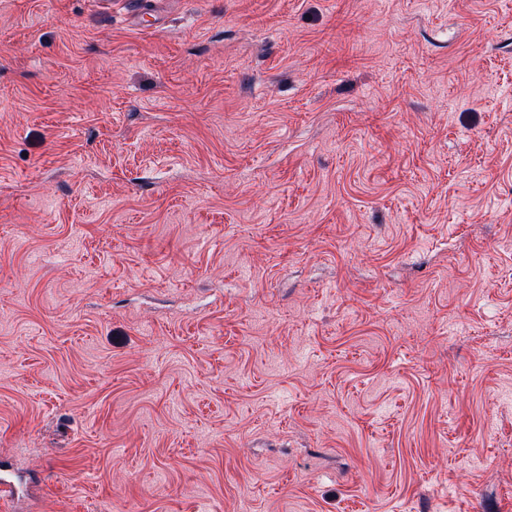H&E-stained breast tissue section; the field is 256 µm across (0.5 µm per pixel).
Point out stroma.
Listing matches in <instances>:
<instances>
[{"label": "stroma", "mask_w": 512, "mask_h": 512, "mask_svg": "<svg viewBox=\"0 0 512 512\" xmlns=\"http://www.w3.org/2000/svg\"><path fill=\"white\" fill-rule=\"evenodd\" d=\"M0 512H512V0H0Z\"/></svg>", "instance_id": "35a3bbf8"}]
</instances>
